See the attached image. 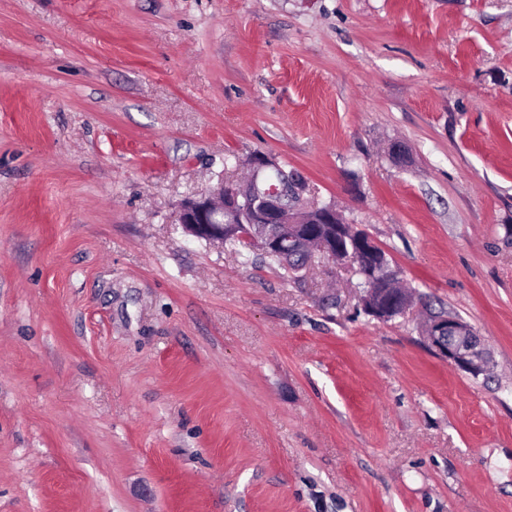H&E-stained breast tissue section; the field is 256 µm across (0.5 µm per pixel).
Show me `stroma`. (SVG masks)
Wrapping results in <instances>:
<instances>
[{"label": "stroma", "instance_id": "stroma-1", "mask_svg": "<svg viewBox=\"0 0 512 512\" xmlns=\"http://www.w3.org/2000/svg\"><path fill=\"white\" fill-rule=\"evenodd\" d=\"M256 152L410 312L183 234ZM0 512H512V0H0ZM286 182L289 192L292 193L291 201L298 211L306 212V207L301 205V193L305 188V181L294 170L287 169L286 166L277 164L269 175V184H276L282 186ZM431 313V316L448 315L446 311ZM475 335L470 325L450 315L430 318L425 326L428 343L442 359L478 376L487 369L490 355L481 338ZM448 340L454 343H446Z\"/></svg>", "mask_w": 512, "mask_h": 512}]
</instances>
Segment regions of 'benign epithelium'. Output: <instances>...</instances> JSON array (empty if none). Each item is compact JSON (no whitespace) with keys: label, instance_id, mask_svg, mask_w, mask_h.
Wrapping results in <instances>:
<instances>
[{"label":"benign epithelium","instance_id":"benign-epithelium-1","mask_svg":"<svg viewBox=\"0 0 512 512\" xmlns=\"http://www.w3.org/2000/svg\"><path fill=\"white\" fill-rule=\"evenodd\" d=\"M248 167L250 185L257 186L262 194L258 202L251 204L248 223L239 224L236 217L245 211L243 202L250 200L252 191L221 178L209 192L181 203L177 223L186 234L214 243H222L225 236L236 234L275 254L286 256L295 250L303 251L309 264L317 257L334 264H354L370 274L365 298L370 315L384 320L411 308V303L394 291L395 276L383 251L367 234L353 231L331 204L314 206L312 215L303 219L281 214L280 188L265 186L272 159L256 152L249 158ZM226 215L231 221H224ZM425 336L442 359L463 371L478 376L487 369L488 350L472 327L459 318L448 315L429 319Z\"/></svg>","mask_w":512,"mask_h":512}]
</instances>
